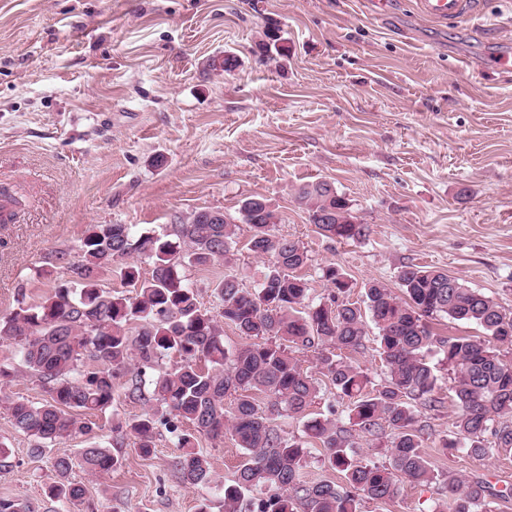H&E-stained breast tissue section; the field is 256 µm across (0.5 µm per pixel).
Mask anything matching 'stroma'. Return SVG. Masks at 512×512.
Listing matches in <instances>:
<instances>
[{
    "label": "stroma",
    "mask_w": 512,
    "mask_h": 512,
    "mask_svg": "<svg viewBox=\"0 0 512 512\" xmlns=\"http://www.w3.org/2000/svg\"><path fill=\"white\" fill-rule=\"evenodd\" d=\"M476 18L423 19L415 0H0V191L21 200L0 224V314L18 296L34 303L52 281L47 253L78 245L88 225L168 231L179 215L220 209L237 219L262 195L277 209L273 232L304 246L312 298L333 262L362 301L368 283L397 289L401 265L447 270L512 311V0H476ZM274 29L286 55L266 50ZM238 67L219 69L225 55ZM326 181L369 228L332 241L308 221L296 193ZM439 410L425 413L428 460L438 473L512 487V457L445 451L453 436V382L440 355ZM88 435L28 454L31 439L0 412L10 462L0 496L31 512H197L213 490L177 481V450L162 435L139 456L132 437L101 478L74 469L78 501L49 498L50 459L111 437ZM215 480L231 483L244 453L232 438L198 439ZM440 484L401 481L391 500L360 512H452Z\"/></svg>",
    "instance_id": "obj_1"
}]
</instances>
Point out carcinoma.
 <instances>
[{"label":"carcinoma","mask_w":512,"mask_h":512,"mask_svg":"<svg viewBox=\"0 0 512 512\" xmlns=\"http://www.w3.org/2000/svg\"><path fill=\"white\" fill-rule=\"evenodd\" d=\"M297 198L309 222L330 240L355 241L368 226L357 223L347 198L329 182L302 186ZM331 223H323V215ZM201 211L180 218L170 235L136 231L131 224H92L77 249L45 256L40 273L56 276L54 290L36 304L26 296L0 316V344L14 347L12 361H0V389L16 378L37 383L40 402L0 395L14 430L34 440L30 454L41 456L79 431L89 434V416L112 412L115 384L126 379L125 397L143 406L131 419L112 421V432L134 437L148 458L160 429L180 453L171 462L184 484L206 488L214 482L198 437L224 440L230 434L245 451L233 484L223 487L224 512H359V495L386 501L399 493L398 477L426 486L437 479L424 451L422 411H437L439 377L429 357L443 354L454 374L452 406L456 439L445 449L464 447L472 457L512 454V312L467 287L448 271L416 264L398 270L403 296L383 283L365 291V307L349 299L352 284L333 263L318 268L326 296L311 300L309 279L301 274L308 252L299 242L274 240L269 225L277 211L257 213L246 248L270 258L263 278L244 288L229 271L216 282L214 309L201 305L188 267L205 268L236 249V225L206 224ZM150 267L142 276V265ZM118 269L135 295L106 289L102 277ZM447 317L475 324L484 337L433 334L427 318ZM377 330V352L385 376L375 384L353 357L364 349L367 322ZM138 324L131 331L130 325ZM230 323L251 342L235 350L224 345ZM316 354L315 377L299 354ZM176 358L145 389V376L159 361ZM327 381L348 401V425L308 409ZM304 420V432L318 440L330 468L343 475L306 481L305 443L271 424L270 416ZM388 445L389 463L354 458L356 433ZM103 476L119 466L108 448L93 443L75 458H53L49 497L78 501L85 489L71 480L75 466ZM452 512H497L512 488H492L480 478L442 475Z\"/></svg>","instance_id":"carcinoma-1"}]
</instances>
